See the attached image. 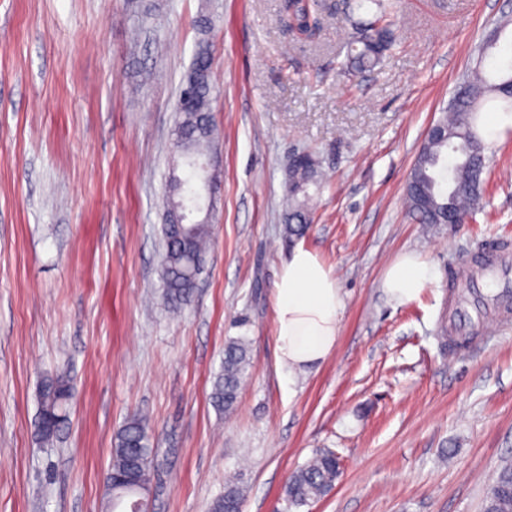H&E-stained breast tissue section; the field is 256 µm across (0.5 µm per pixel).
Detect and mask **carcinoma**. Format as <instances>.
Wrapping results in <instances>:
<instances>
[{
  "mask_svg": "<svg viewBox=\"0 0 512 512\" xmlns=\"http://www.w3.org/2000/svg\"><path fill=\"white\" fill-rule=\"evenodd\" d=\"M399 0H355V9L364 10L372 19L353 26L348 50L337 62L341 71L363 72L374 68L396 41L392 28ZM322 9L321 0H284L288 18L301 32H308L318 23L315 13ZM198 39L191 65L185 72L182 89L193 92L191 103H177L179 118L174 133V158L197 168L196 160L217 150L212 117L211 68L213 49L210 14H200L196 21ZM487 102L503 112L512 113V58L502 55L497 65L487 71L481 67L465 77L453 95L448 113L438 123L448 126V138L426 137L410 171L406 184L409 210L421 224H434L436 219L463 220L479 201L486 184L485 145L474 134L472 117ZM316 167L306 155L289 167L287 186L291 196L307 193L315 182ZM200 198L193 177L174 180L173 190L166 195L170 210L188 207ZM311 215L305 203L291 204L287 215L288 236L302 237ZM212 236L211 216L196 224L163 225V283L167 303L174 313L187 306L205 267L206 253ZM250 364L245 339L231 338L224 345V364L212 383L213 405L231 411L238 399L241 381ZM40 411L35 422L36 435L43 441L53 439L63 420V409L71 397L67 376L56 374L46 378L40 388ZM152 429L148 420L134 415L115 435L112 463L107 475L112 477V507L123 502H137L150 481L152 467ZM337 481L336 454L322 451L288 480L284 494L295 507L326 496ZM512 483V464H505L496 482L487 492L484 512H512V494L502 486ZM242 496L238 486L230 482L224 495L217 497L209 512H240Z\"/></svg>",
  "mask_w": 512,
  "mask_h": 512,
  "instance_id": "cac0c4a2",
  "label": "carcinoma"
}]
</instances>
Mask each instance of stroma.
I'll use <instances>...</instances> for the list:
<instances>
[{
  "instance_id": "35a3bbf8",
  "label": "stroma",
  "mask_w": 512,
  "mask_h": 512,
  "mask_svg": "<svg viewBox=\"0 0 512 512\" xmlns=\"http://www.w3.org/2000/svg\"><path fill=\"white\" fill-rule=\"evenodd\" d=\"M499 2L402 0L394 49L350 75L336 68L352 32L345 0H325L309 39L282 0H0V512H105L114 436L136 413L153 426L150 512H207L231 474L241 512H483L512 459V325L456 357L439 334L462 259L512 238V136L493 147L466 223H417L405 189ZM204 7L216 219L175 316L163 198ZM298 151L327 182L296 240L285 217ZM299 244L332 270L345 306L332 354L291 374L276 357L273 288ZM408 251L438 278L396 307L383 273ZM238 337L251 360L227 414L210 393ZM57 373L75 397L44 443L39 390ZM323 449L341 477L292 510L289 476Z\"/></svg>"
}]
</instances>
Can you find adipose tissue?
I'll list each match as a JSON object with an SVG mask.
<instances>
[{
    "instance_id": "obj_1",
    "label": "adipose tissue",
    "mask_w": 512,
    "mask_h": 512,
    "mask_svg": "<svg viewBox=\"0 0 512 512\" xmlns=\"http://www.w3.org/2000/svg\"><path fill=\"white\" fill-rule=\"evenodd\" d=\"M420 254H402L386 270L383 287L392 301H412L436 279ZM344 300L330 269L304 246L295 247L281 267L274 288L275 344L289 370L319 367L331 355Z\"/></svg>"
}]
</instances>
